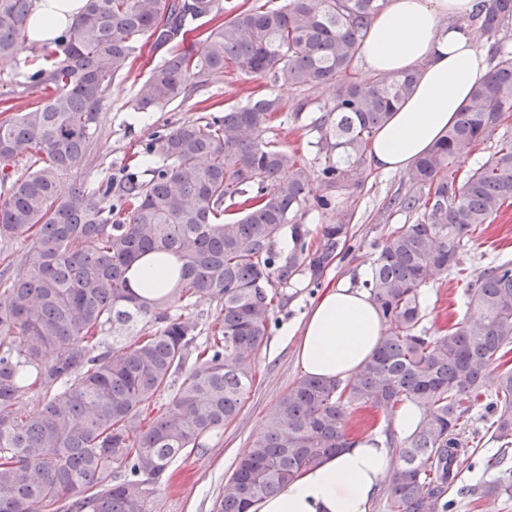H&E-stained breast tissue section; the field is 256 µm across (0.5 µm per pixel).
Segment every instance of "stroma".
I'll return each mask as SVG.
<instances>
[{
	"label": "stroma",
	"mask_w": 512,
	"mask_h": 512,
	"mask_svg": "<svg viewBox=\"0 0 512 512\" xmlns=\"http://www.w3.org/2000/svg\"><path fill=\"white\" fill-rule=\"evenodd\" d=\"M31 57L30 50L17 51L15 65L0 76V109L11 106L21 110L38 98V90L24 87ZM162 57V52L153 50L151 41L140 39L128 68L113 78L100 112L86 181L107 178L127 164L147 170L141 149L152 133L210 112L243 106L255 92L278 99L283 107L282 112L274 114L265 139L296 152L308 168L318 170L323 157L315 147L318 138L314 127L318 116L316 108L334 103L340 82L311 90L297 89L242 74L229 66L224 72L211 76L205 86L196 89L184 102L173 103L161 112L133 111L134 99L150 70ZM306 99L314 100V107L296 112V104ZM405 194L422 199L427 191L412 186L405 174L384 173L365 165L359 185L348 192L352 252L344 260L335 262L319 285H311L307 276L299 275L282 287L283 300L274 311L268 341L257 355L256 378L239 415L213 431L202 449L173 463L168 482L159 487L154 496L153 512H213L214 502L223 492L235 460L261 433L281 395L303 376L295 355L301 320L325 289L338 281L347 279L354 285H361L379 246L398 227L415 221V213L389 204L391 197ZM504 261H512L510 204L502 206L491 224L470 234L460 254L458 270L430 279L424 295L422 321L430 334H442L464 318L468 282L485 268ZM484 413V408L477 406L460 420L470 452L468 465L456 482L461 490L457 512H512V497H486L480 493L484 482L497 474L492 464L500 448L487 430Z\"/></svg>",
	"instance_id": "1"
}]
</instances>
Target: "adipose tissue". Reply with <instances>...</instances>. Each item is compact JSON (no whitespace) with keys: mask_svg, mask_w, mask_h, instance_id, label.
Masks as SVG:
<instances>
[{"mask_svg":"<svg viewBox=\"0 0 512 512\" xmlns=\"http://www.w3.org/2000/svg\"><path fill=\"white\" fill-rule=\"evenodd\" d=\"M478 0H387L373 17L363 42L367 68L385 75L418 69L412 95L371 141L368 156L380 171H405L446 134L469 103L473 87L490 67L486 50L467 23ZM83 0H35L28 39H55L80 15ZM133 293L143 298L168 294L178 284L168 257H141L127 273ZM385 320L365 291L346 285L328 288L307 314L297 345L304 375L326 380L353 377L374 354ZM421 416L410 403L392 415L393 432L351 437L318 466L278 492L255 500L249 512H368L389 475L395 454L391 437L408 436Z\"/></svg>","mask_w":512,"mask_h":512,"instance_id":"obj_1","label":"adipose tissue"}]
</instances>
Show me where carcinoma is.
<instances>
[{"instance_id": "cac0c4a2", "label": "carcinoma", "mask_w": 512, "mask_h": 512, "mask_svg": "<svg viewBox=\"0 0 512 512\" xmlns=\"http://www.w3.org/2000/svg\"><path fill=\"white\" fill-rule=\"evenodd\" d=\"M385 2L231 7L199 45L187 46V23L224 13L220 0H85L75 23L42 45L26 79L43 98L0 111V512H151L172 463L237 417L278 287L302 274L317 285L342 255L351 228L341 190L358 185L375 132L416 85L414 71L349 79ZM32 7L0 0V72L27 38ZM469 22L494 38L511 32L512 0H481ZM144 36L165 55L135 99L137 112L187 100L229 62L308 90L342 81L336 101L317 107L318 174L262 139L280 104L261 97L154 132L143 148L149 178L126 165L62 197L61 179L89 166L108 87ZM508 112L512 52L500 51L445 137L407 172L412 185L428 188L427 206L380 247L363 281L388 326L376 352L346 381L303 377L288 389L225 481L215 512H248L346 447L359 409L403 403L422 415L398 450L386 512H455L448 492L468 460L460 419L493 371L498 388L485 410L492 436L512 446V367L498 364L512 347V263L468 285L469 316L445 334L420 327L430 274L456 268L467 236L512 200V141L459 184L452 168ZM23 159L33 170L19 174ZM309 202L330 216L315 239L301 222ZM285 230L286 254L275 247ZM20 238L29 245L16 261L9 246ZM149 253L176 264L171 294L132 292L127 271ZM197 296L217 306L203 345L197 324L171 313ZM32 396L41 410L24 415L20 405ZM482 492L511 496L512 470Z\"/></svg>"}]
</instances>
